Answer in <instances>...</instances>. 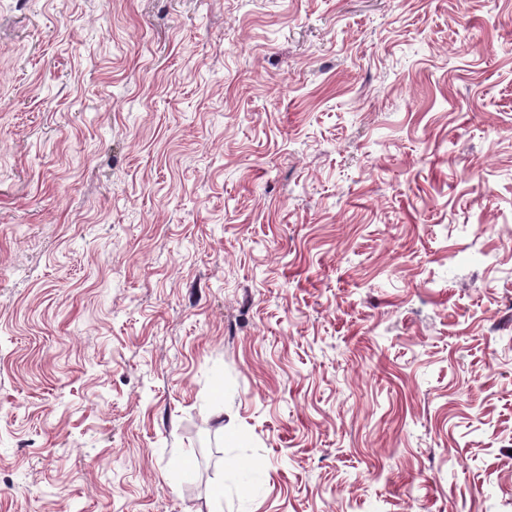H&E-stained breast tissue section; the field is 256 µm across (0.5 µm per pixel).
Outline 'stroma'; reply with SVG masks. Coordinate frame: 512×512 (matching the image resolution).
<instances>
[{
  "label": "stroma",
  "instance_id": "1",
  "mask_svg": "<svg viewBox=\"0 0 512 512\" xmlns=\"http://www.w3.org/2000/svg\"><path fill=\"white\" fill-rule=\"evenodd\" d=\"M0 512H512V0H0Z\"/></svg>",
  "mask_w": 512,
  "mask_h": 512
}]
</instances>
